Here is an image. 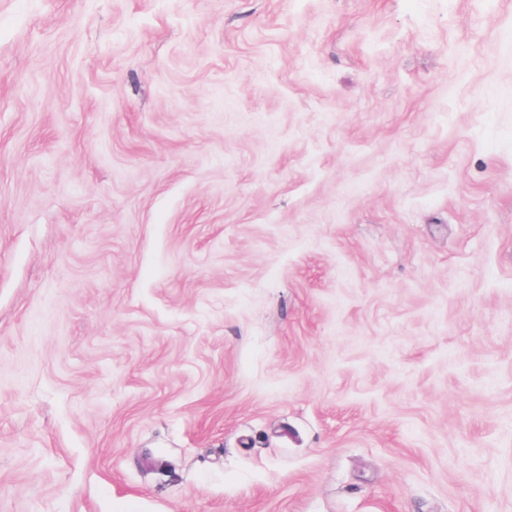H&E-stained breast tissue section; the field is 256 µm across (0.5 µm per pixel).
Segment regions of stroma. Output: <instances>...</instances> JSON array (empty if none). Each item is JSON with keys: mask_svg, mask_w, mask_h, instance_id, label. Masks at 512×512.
<instances>
[{"mask_svg": "<svg viewBox=\"0 0 512 512\" xmlns=\"http://www.w3.org/2000/svg\"><path fill=\"white\" fill-rule=\"evenodd\" d=\"M0 512H512V0H0Z\"/></svg>", "mask_w": 512, "mask_h": 512, "instance_id": "stroma-1", "label": "stroma"}]
</instances>
